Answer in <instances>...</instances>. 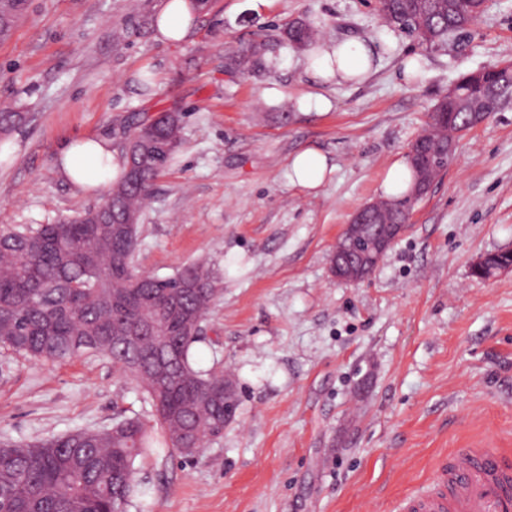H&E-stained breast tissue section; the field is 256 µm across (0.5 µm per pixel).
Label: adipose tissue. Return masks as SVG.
I'll use <instances>...</instances> for the list:
<instances>
[{
  "label": "adipose tissue",
  "instance_id": "1",
  "mask_svg": "<svg viewBox=\"0 0 512 512\" xmlns=\"http://www.w3.org/2000/svg\"><path fill=\"white\" fill-rule=\"evenodd\" d=\"M195 16L191 0H167L157 20L160 40L176 43L192 28ZM308 70L324 82L359 84L373 68L374 52L363 41L318 40L304 51ZM61 174L80 190L102 191L110 187L122 168L110 141L79 139L66 144L57 155ZM334 170L327 156L319 149L306 147L296 152L288 162V179L306 190L319 189Z\"/></svg>",
  "mask_w": 512,
  "mask_h": 512
}]
</instances>
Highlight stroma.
<instances>
[{
    "label": "stroma",
    "mask_w": 512,
    "mask_h": 512,
    "mask_svg": "<svg viewBox=\"0 0 512 512\" xmlns=\"http://www.w3.org/2000/svg\"><path fill=\"white\" fill-rule=\"evenodd\" d=\"M164 2L28 0L0 42V109L27 115L0 140V226L101 202L59 174L66 142L105 137L117 151L128 116L185 114L141 218L136 265L168 277L211 260L222 292L194 357L222 360L238 407L202 452L139 457L144 493L128 512H398L430 484L439 455L512 452V271L471 273L512 247V102L459 138L369 278L330 272L345 225L380 198L436 101L467 72L512 64V0H487L466 38L432 48L386 25L376 0H213L169 44L150 22ZM295 19L372 44L374 72L354 85L307 72L303 51L278 41ZM259 41V70L225 71V57ZM410 56L420 70L408 82ZM307 95L329 109L300 111ZM308 146L334 166L315 192L287 178ZM150 411L102 357L51 364L0 349V443Z\"/></svg>",
    "instance_id": "obj_1"
}]
</instances>
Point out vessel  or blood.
<instances>
[{
    "mask_svg": "<svg viewBox=\"0 0 512 512\" xmlns=\"http://www.w3.org/2000/svg\"><path fill=\"white\" fill-rule=\"evenodd\" d=\"M433 472V488L406 497L402 512H512V455L501 449H462Z\"/></svg>",
    "mask_w": 512,
    "mask_h": 512,
    "instance_id": "1",
    "label": "vessel or blood"
}]
</instances>
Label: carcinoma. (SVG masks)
Wrapping results in <instances>:
<instances>
[{
    "label": "carcinoma",
    "instance_id": "obj_1",
    "mask_svg": "<svg viewBox=\"0 0 512 512\" xmlns=\"http://www.w3.org/2000/svg\"><path fill=\"white\" fill-rule=\"evenodd\" d=\"M473 0H379L386 21L421 43H447L477 19ZM28 0H0V40L10 37ZM314 37L303 20L286 23L280 40L301 49ZM256 43L227 57L226 67L245 71L266 51ZM461 96L512 98V66L485 68L478 77L458 80ZM422 141L432 147L415 176L434 180L451 156L441 152L448 132L468 124L467 110L442 97ZM183 114L163 113L148 123L136 118L121 126L134 143L122 153L121 175L103 204L33 227L0 228V348L44 363L81 353L108 359L128 374L154 410V424L125 418L105 430H77L35 443L0 446V512H127L139 492L135 461L154 448L175 447L189 435L192 455L221 435L237 409L224 392V367L208 368L193 359L206 340L193 323L207 317L220 291L217 272L207 261L185 266L169 277L132 271L139 224L155 179L172 163L181 142ZM25 121V114L0 110V135ZM411 196L377 203L372 224L394 223Z\"/></svg>",
    "mask_w": 512,
    "mask_h": 512
}]
</instances>
